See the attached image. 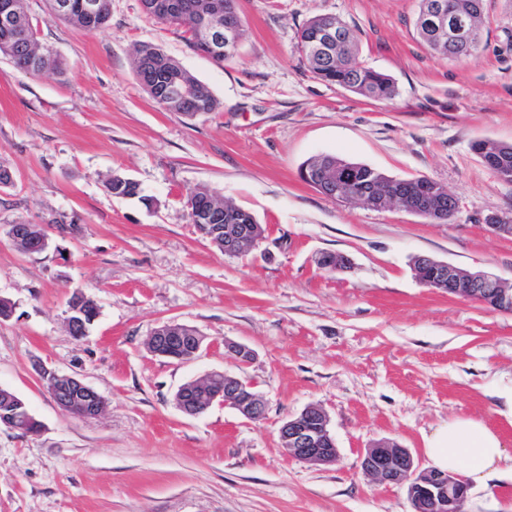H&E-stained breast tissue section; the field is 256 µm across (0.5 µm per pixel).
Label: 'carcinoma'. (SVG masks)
I'll return each mask as SVG.
<instances>
[{
  "label": "carcinoma",
  "mask_w": 512,
  "mask_h": 512,
  "mask_svg": "<svg viewBox=\"0 0 512 512\" xmlns=\"http://www.w3.org/2000/svg\"><path fill=\"white\" fill-rule=\"evenodd\" d=\"M188 1L192 4V11L187 12L181 8L165 15L159 16L151 10L152 0H141L144 11L161 23L174 25L189 35V41L196 51L216 62L226 59L224 54H212L200 42L193 25L194 18L213 14L219 11L232 12L236 10V0H178L182 3ZM16 14L19 17L18 27L14 30L0 28V56L10 60L16 68L24 73H40L51 71L60 74L64 70V63L52 51L37 54L39 46L36 30L32 21L25 13L22 0H13ZM48 13L52 18L68 22L73 27L92 32L102 28L110 18L111 0H106L104 15L101 19L90 22L78 12L80 0H70L72 9L69 14L59 12L60 0H46ZM421 5L415 21V30L420 41L435 55L446 60H462L474 57L482 39V26L485 0H450L454 10L461 20H467L475 32L471 40L452 39L448 31L430 26L426 22V15L430 13L437 0H420ZM336 23L346 35V39L331 48V52L321 55L312 52L317 43L318 33L329 23ZM360 37L346 23L335 16L316 15L312 17L298 33L297 50L305 59L311 73L316 78L329 85H336L359 96L377 101L392 100L398 95L394 81L387 75L372 68L366 67L359 61ZM134 69L142 85L149 95H154V87L159 83L168 81V76H176L181 84L190 87L195 95L184 98L177 93L167 103L165 110L179 112L194 117L198 114L214 112L219 103L210 88L184 69L179 62L167 56L160 48L153 44L143 43L136 47L133 58ZM472 150L484 154L488 159V168L495 174L503 170L512 172V144L497 143L490 140H476L472 143ZM307 165L322 171L327 178L336 181V187L357 205H366L375 188L384 186L393 193L401 192L415 200L422 201L420 213L434 223L441 222V215L452 216L457 208V200L445 193V187L436 184L432 193L424 191L425 178L413 180L392 179L381 172H372L364 164L346 161L331 155L312 157ZM110 191H120V194L129 198L140 196L139 184L123 175H116L106 183ZM215 196L207 188H198L189 196L194 201L190 213L191 223L198 225L205 223V201ZM223 224H251L252 214L249 211L232 203L224 202V210L220 211Z\"/></svg>",
  "instance_id": "1"
}]
</instances>
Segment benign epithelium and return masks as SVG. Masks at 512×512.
I'll use <instances>...</instances> for the list:
<instances>
[{
	"label": "benign epithelium",
	"instance_id": "1",
	"mask_svg": "<svg viewBox=\"0 0 512 512\" xmlns=\"http://www.w3.org/2000/svg\"><path fill=\"white\" fill-rule=\"evenodd\" d=\"M434 14L440 26L448 27L449 36L473 37L469 28L448 25V5L443 0L435 5ZM201 28L208 40L233 46L237 44L240 20L236 13L226 12L222 17L203 19ZM341 40V30L328 25L316 50L328 53L330 47ZM484 223L495 235L512 236V224L504 223L496 214L486 216ZM207 228L209 233L204 238L211 243L219 236L224 238V252L229 255L246 253L262 240L258 236V224H209ZM6 234L25 254L30 253L32 244L42 250L48 247L49 238L37 224H10ZM326 259L327 254H320L316 258L317 267L322 270L329 268L336 273L351 268L350 260L344 255H336V265L330 267L326 266ZM412 271L422 285L512 314V286L492 274L453 266L428 255L414 256ZM97 314L96 308L91 310L78 306L70 309L68 329L75 334L85 332L87 319H93ZM203 342L204 338L193 328L172 322L154 330L148 345L151 353L157 356L186 361L198 356ZM224 348L240 364H248L254 357L253 350L244 344L229 342L224 344ZM42 380L59 406L64 407L71 400L79 399L84 403L86 417L94 418L102 412L104 402L100 395L78 377L45 368ZM175 402L183 413L190 416L204 413L215 403L231 406L250 421L262 418L266 412L265 402L251 382L228 375L224 376V388L212 389L195 399L187 396L185 387H180L175 394ZM279 437L292 456L308 464L328 465L338 460L329 418L320 407L308 406L298 416L285 421L279 428ZM361 468L366 476L381 485L407 486L412 512H461L469 490L467 480L461 476L423 469L409 449L389 442L366 449L361 454Z\"/></svg>",
	"mask_w": 512,
	"mask_h": 512
}]
</instances>
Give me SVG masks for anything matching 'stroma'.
Returning <instances> with one entry per match:
<instances>
[{"label": "stroma", "mask_w": 512, "mask_h": 512, "mask_svg": "<svg viewBox=\"0 0 512 512\" xmlns=\"http://www.w3.org/2000/svg\"><path fill=\"white\" fill-rule=\"evenodd\" d=\"M245 36L215 63L183 31L147 16L140 0H112L94 32L24 0L41 44L64 75L20 72L0 57V387L40 422L23 436L0 426V512H411L407 490L372 482L360 455L381 441L428 467L424 438L457 416L484 421L512 468V314L420 284L427 254L512 283V183L472 150L512 143V0H486L476 57H436L416 35L419 0H238ZM334 15L360 33V59L390 75L398 95L374 101L325 84L303 64L297 33ZM151 43L209 86L216 112L160 107L131 63ZM331 154L395 179L428 178L458 201L449 223L399 208L340 203L306 184L302 164ZM138 182L118 198L112 174ZM205 187L252 212L265 229L229 257L191 224L185 201ZM75 222L25 255L2 234L21 221ZM339 253L344 273L319 270ZM99 315L86 336L67 327L73 290ZM176 321L205 338L195 359L151 354L145 341ZM250 347L241 365L225 343ZM73 375L105 413L63 412L41 369ZM213 372L250 380L266 403L249 421L214 405L184 414L174 395ZM321 406L339 452L314 467L289 456L278 429ZM463 512H512V480L471 482Z\"/></svg>", "instance_id": "35a3bbf8"}]
</instances>
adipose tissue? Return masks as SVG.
<instances>
[{
	"label": "adipose tissue",
	"mask_w": 512,
	"mask_h": 512,
	"mask_svg": "<svg viewBox=\"0 0 512 512\" xmlns=\"http://www.w3.org/2000/svg\"><path fill=\"white\" fill-rule=\"evenodd\" d=\"M424 452L434 469L464 471L477 480L499 474L505 445L500 435L482 420L460 416L427 437Z\"/></svg>",
	"instance_id": "1"
}]
</instances>
